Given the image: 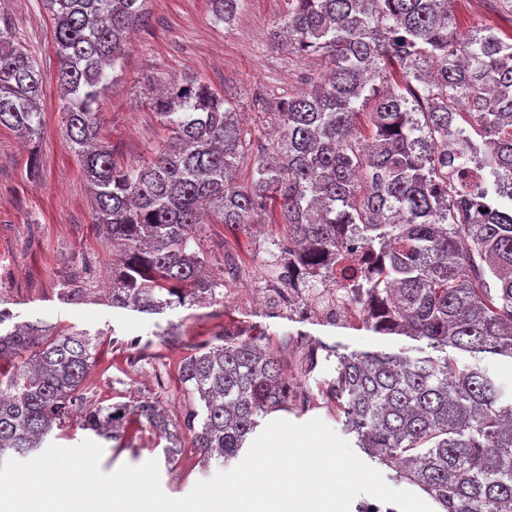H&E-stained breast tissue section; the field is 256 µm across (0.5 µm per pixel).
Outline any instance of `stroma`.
Returning <instances> with one entry per match:
<instances>
[{"label":"stroma","instance_id":"obj_1","mask_svg":"<svg viewBox=\"0 0 512 512\" xmlns=\"http://www.w3.org/2000/svg\"><path fill=\"white\" fill-rule=\"evenodd\" d=\"M151 24L137 31L113 83L101 98V133L119 162L148 159L168 133L144 105L141 91L187 77L201 79L225 99L263 145L288 97L322 81L326 59L297 56L288 46H274L271 36L288 12V0H241L229 23L215 21L210 0H149ZM8 25L45 74L54 73L57 57L51 20L42 0H0V26ZM42 138L23 143L0 127V306L17 321L41 318L54 324L100 332V347L86 392L88 406L115 401H153L164 407L174 432H182L190 401L178 380L176 365L196 346L213 341L222 330L262 337L281 359L284 375L308 389L309 400L295 401L283 420L301 424L320 419L342 432L344 416L326 397L336 375V359L317 353L306 360L296 340L317 345L336 343L352 350H395L409 345L403 336H380L362 323L333 324L313 317L298 320L275 301L276 275L270 253L285 238L282 225L263 224L231 233L220 224L198 228L211 278L219 280L216 297L161 315L117 311L107 303L104 287L112 275V248L91 220L92 195L82 162L65 133L59 93L47 83L41 101ZM238 264V275L224 283V260ZM80 277L90 288L87 302L67 303L62 286ZM99 466L110 474L121 466L156 461L160 486L172 498L187 496L204 476L194 453L184 448L166 461L149 429L132 447L102 442Z\"/></svg>","mask_w":512,"mask_h":512}]
</instances>
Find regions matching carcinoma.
Listing matches in <instances>:
<instances>
[{
  "label": "carcinoma",
  "mask_w": 512,
  "mask_h": 512,
  "mask_svg": "<svg viewBox=\"0 0 512 512\" xmlns=\"http://www.w3.org/2000/svg\"><path fill=\"white\" fill-rule=\"evenodd\" d=\"M58 59L52 77L7 28H0V126L41 137L40 101L50 80L60 90L66 133L93 192L92 223L119 253L108 304L160 315L215 294L194 248L205 214L232 231L271 217L308 266L339 262L348 230L387 253L369 292L383 297L366 329L418 346L353 351L338 357L329 392L357 446L420 489L441 512H512V399L490 366L512 360V191L488 210L463 183L464 165L483 144L495 186L512 182V35L486 26L462 34L455 0H288L282 32L297 53H319L331 74L288 98L278 139L252 159L250 183L234 171L252 134L223 96L190 78L142 96L169 137L149 161L119 164L101 138L99 100L131 35L149 23L147 0H43ZM228 22L239 0H211ZM397 63L402 83L385 92L380 64ZM467 101L476 137L461 130L454 103ZM371 137L360 142L357 102ZM72 304L89 289L62 288ZM0 309V463L34 455L53 430L81 429L121 444L149 426L173 460L180 438L155 403L85 407L97 336L42 319L7 328ZM224 343L182 360L177 374L198 396L189 447L200 469L238 457L260 420L286 411L292 391L276 353L257 340Z\"/></svg>",
  "instance_id": "obj_1"
}]
</instances>
